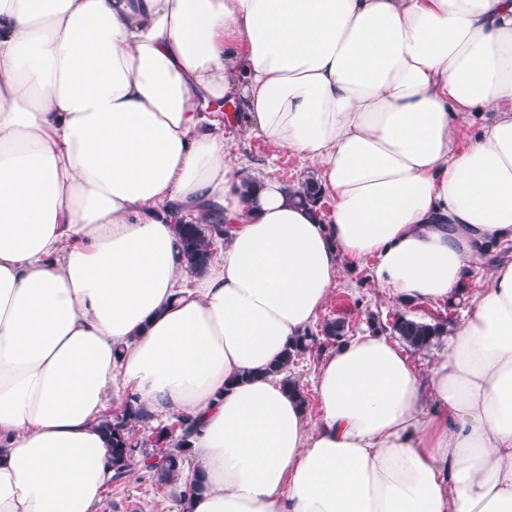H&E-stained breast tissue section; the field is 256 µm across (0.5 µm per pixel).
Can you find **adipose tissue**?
I'll return each mask as SVG.
<instances>
[{
    "label": "adipose tissue",
    "mask_w": 512,
    "mask_h": 512,
    "mask_svg": "<svg viewBox=\"0 0 512 512\" xmlns=\"http://www.w3.org/2000/svg\"><path fill=\"white\" fill-rule=\"evenodd\" d=\"M241 109L328 215L245 194ZM503 242L512 0H0V512H93L130 395L194 422L178 512H512ZM364 262L400 305L489 285L427 371L347 339L307 420L269 368ZM207 225L208 228H204L203 224H177L176 226L187 268L191 273L203 272L211 259V234L215 227L214 224Z\"/></svg>",
    "instance_id": "ef3b65f1"
}]
</instances>
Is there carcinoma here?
I'll list each match as a JSON object with an SVG mask.
<instances>
[{"label":"carcinoma","mask_w":512,"mask_h":512,"mask_svg":"<svg viewBox=\"0 0 512 512\" xmlns=\"http://www.w3.org/2000/svg\"><path fill=\"white\" fill-rule=\"evenodd\" d=\"M292 191L294 198L299 202L316 210L322 208V197L319 196L314 178L303 180L299 187L292 188ZM176 228L182 242L188 270L192 273L203 272L212 256L211 232L214 230V225L210 224L205 228L201 224H178ZM365 315L369 329L397 336L415 350H427L440 337L448 335L446 320L425 321L397 312L392 319L383 322L378 315L371 312L367 311ZM347 332L348 326L342 320L329 321L323 327V336L338 343L345 339ZM315 342L316 336L313 333L304 334L286 350L282 359L270 368L272 373L284 374V386L300 396L303 404L306 403V398L297 382L288 375V370L302 355L313 349ZM151 419L152 415L132 397L119 410L101 422V428L111 443L114 480L119 481L125 478L138 458L149 459L146 449L135 442L132 430L136 424L147 423ZM189 428L190 425L184 418L181 420V434L177 438H168L165 428L155 433V445L166 448V451L158 461L147 465V468L156 473L159 480L168 482L179 476L182 460L189 451L187 443Z\"/></svg>","instance_id":"cac0c4a2"}]
</instances>
